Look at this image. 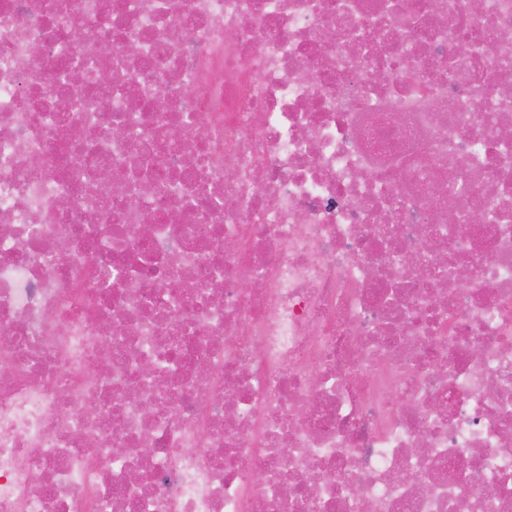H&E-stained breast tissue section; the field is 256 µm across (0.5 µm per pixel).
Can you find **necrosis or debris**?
I'll use <instances>...</instances> for the list:
<instances>
[{"instance_id": "1", "label": "necrosis or debris", "mask_w": 512, "mask_h": 512, "mask_svg": "<svg viewBox=\"0 0 512 512\" xmlns=\"http://www.w3.org/2000/svg\"><path fill=\"white\" fill-rule=\"evenodd\" d=\"M0 512H512V0H0Z\"/></svg>"}]
</instances>
